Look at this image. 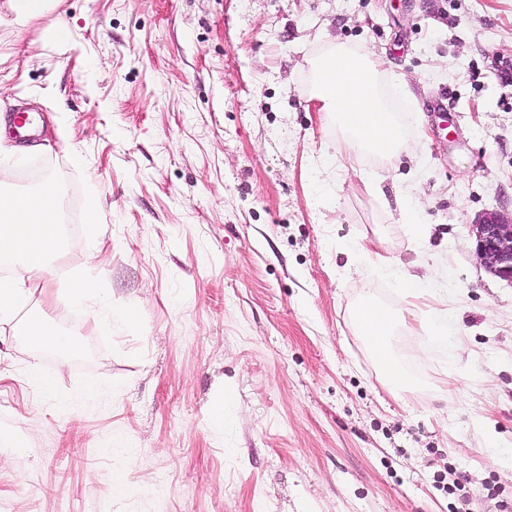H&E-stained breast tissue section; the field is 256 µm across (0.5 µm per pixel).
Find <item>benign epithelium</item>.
Wrapping results in <instances>:
<instances>
[{
    "mask_svg": "<svg viewBox=\"0 0 512 512\" xmlns=\"http://www.w3.org/2000/svg\"><path fill=\"white\" fill-rule=\"evenodd\" d=\"M475 238V252L481 265L512 284V214H485L475 224Z\"/></svg>",
    "mask_w": 512,
    "mask_h": 512,
    "instance_id": "7a95c632",
    "label": "benign epithelium"
}]
</instances>
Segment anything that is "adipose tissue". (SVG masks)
<instances>
[{
	"label": "adipose tissue",
	"instance_id": "adipose-tissue-1",
	"mask_svg": "<svg viewBox=\"0 0 512 512\" xmlns=\"http://www.w3.org/2000/svg\"><path fill=\"white\" fill-rule=\"evenodd\" d=\"M312 70L310 98L321 112L335 119L346 151L388 159L399 154L403 131L379 95L380 70L371 53L331 44L313 60ZM58 211V194L48 187L32 194L0 195V254L16 259L31 274L45 276L50 255L60 243ZM31 298L32 290L24 281L0 278V323L11 324L13 336L28 341L34 351L67 349L71 341L55 325L37 316L17 319L18 310ZM65 300L75 307L90 308L97 321L130 318L86 280H76ZM354 320L385 375L394 384H404L389 345L396 326L394 314L369 293L357 307Z\"/></svg>",
	"mask_w": 512,
	"mask_h": 512
}]
</instances>
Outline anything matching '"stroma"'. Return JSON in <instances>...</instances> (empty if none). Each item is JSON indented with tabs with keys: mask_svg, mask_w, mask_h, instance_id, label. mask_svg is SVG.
<instances>
[{
	"mask_svg": "<svg viewBox=\"0 0 512 512\" xmlns=\"http://www.w3.org/2000/svg\"><path fill=\"white\" fill-rule=\"evenodd\" d=\"M60 18L70 43L50 35ZM330 41L379 62L396 158H342L309 99ZM18 110L44 126L22 160L0 152L7 189L51 175L75 223L50 280L5 274L33 291L22 316L72 345L41 368L49 396L0 324V512L512 504V284L474 235L512 211V0H62L0 25V113ZM409 191L422 240L399 209ZM376 236L409 273L435 270L429 295L404 297L359 253ZM78 275L133 321L59 301ZM368 292L398 318L410 391L387 388L351 321ZM439 295L444 338L422 329Z\"/></svg>",
	"mask_w": 512,
	"mask_h": 512,
	"instance_id": "obj_1",
	"label": "stroma"
}]
</instances>
